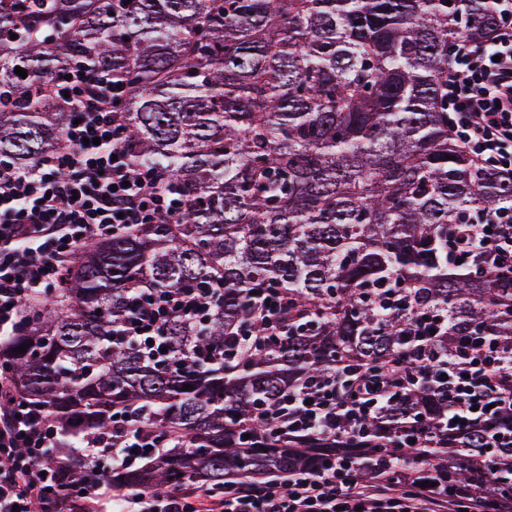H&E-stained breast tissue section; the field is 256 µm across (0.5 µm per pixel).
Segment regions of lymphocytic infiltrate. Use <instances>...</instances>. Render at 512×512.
<instances>
[{
    "label": "lymphocytic infiltrate",
    "mask_w": 512,
    "mask_h": 512,
    "mask_svg": "<svg viewBox=\"0 0 512 512\" xmlns=\"http://www.w3.org/2000/svg\"><path fill=\"white\" fill-rule=\"evenodd\" d=\"M500 23L492 41L460 39L448 65V121L462 150L482 166L512 172V0H486ZM47 94L69 112L58 145L30 168L0 162V340L20 332L31 304L64 283L79 247L111 238L133 224L178 223L180 205L157 189L154 171L135 168L114 120L127 92L107 72L74 71L54 78ZM451 250L467 260L482 252L488 263L512 262V223L488 213L484 223L461 224ZM202 288L137 294L127 344L146 347L171 315L201 319ZM437 364L436 384L447 392L448 429L484 428V445L498 447L493 421L512 416V365L499 357L427 356L413 369ZM397 385L354 371L326 376L289 392L280 421L289 433L342 440L376 417ZM57 446L51 425L12 393L0 368V512H32L48 496L44 461ZM165 450L140 421L117 419L112 434H92L72 448L87 463L122 466L138 449ZM122 512H470L432 487L409 492L381 472L359 475L356 465L329 466L259 486L239 484L223 496L178 489L165 495L130 491Z\"/></svg>",
    "instance_id": "1"
}]
</instances>
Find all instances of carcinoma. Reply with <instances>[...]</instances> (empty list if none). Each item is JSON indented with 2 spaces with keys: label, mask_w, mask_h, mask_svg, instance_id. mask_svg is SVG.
I'll use <instances>...</instances> for the list:
<instances>
[{
  "label": "carcinoma",
  "mask_w": 512,
  "mask_h": 512,
  "mask_svg": "<svg viewBox=\"0 0 512 512\" xmlns=\"http://www.w3.org/2000/svg\"><path fill=\"white\" fill-rule=\"evenodd\" d=\"M496 28L485 0H0V157L25 169L57 145L67 113L42 96L57 74L109 71L129 90L122 146L184 203L176 224L82 244L4 345L20 396L60 434L45 462L60 499L100 483L221 493L344 460L396 478L404 428L445 433L427 376L350 440L278 426L285 390L348 365L380 381L432 345L512 357V266L448 252L455 225L512 218V173L448 133L450 50ZM149 288L216 292L202 322L169 318L149 352L123 342L129 297ZM261 288L288 301L282 333L243 352ZM431 308L448 317L436 335L417 319ZM134 411L163 455L102 472L70 455ZM410 474L490 512L512 498V442L489 453L477 432L446 433Z\"/></svg>",
  "instance_id": "carcinoma-1"
}]
</instances>
